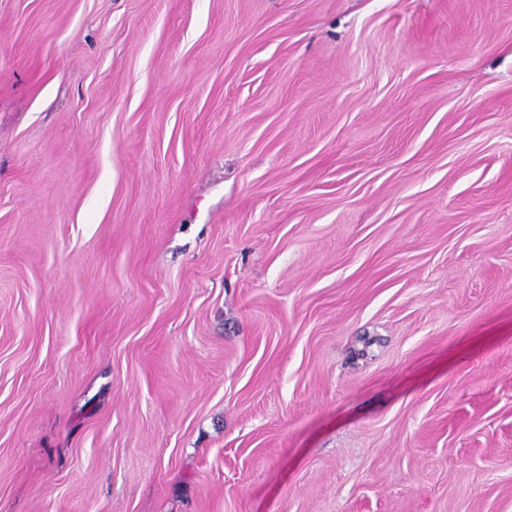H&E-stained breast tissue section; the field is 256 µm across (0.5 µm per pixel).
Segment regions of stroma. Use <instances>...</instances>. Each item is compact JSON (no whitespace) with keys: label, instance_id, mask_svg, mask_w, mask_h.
<instances>
[{"label":"stroma","instance_id":"35a3bbf8","mask_svg":"<svg viewBox=\"0 0 512 512\" xmlns=\"http://www.w3.org/2000/svg\"><path fill=\"white\" fill-rule=\"evenodd\" d=\"M0 512H512V0H0Z\"/></svg>","mask_w":512,"mask_h":512}]
</instances>
